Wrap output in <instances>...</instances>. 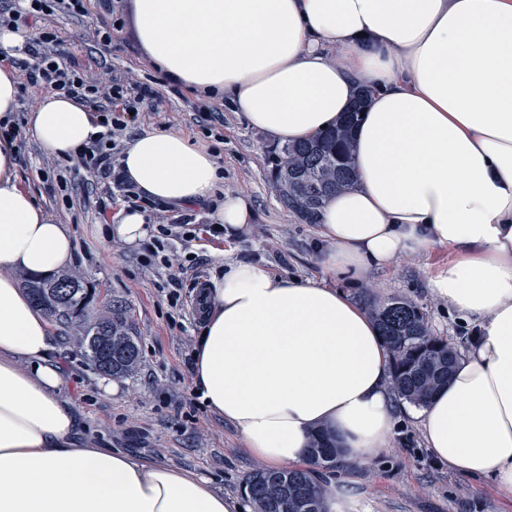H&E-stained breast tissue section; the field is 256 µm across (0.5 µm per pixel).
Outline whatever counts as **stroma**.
I'll use <instances>...</instances> for the list:
<instances>
[{
  "mask_svg": "<svg viewBox=\"0 0 512 512\" xmlns=\"http://www.w3.org/2000/svg\"><path fill=\"white\" fill-rule=\"evenodd\" d=\"M100 0H91L83 22L60 20L59 36L73 61L99 74L114 65L127 76L152 85L158 92L152 107L138 113L116 141L144 129L183 133L213 148L224 171V190L250 198L255 216L247 232L232 239L205 231L175 241L173 254L188 271L180 286H171L173 268L148 262L144 245L129 246L104 237L102 227L123 206L122 198L100 203L96 173L83 171L61 194L53 177L56 157L45 154L35 138L20 146L18 178L45 207L54 223L67 225L76 254L73 268L96 287L91 314L104 302L126 307L139 341L140 363L110 391L111 376L98 372L68 330L52 323V358L64 384L61 396L82 424L81 447L118 449L139 460L190 472L209 479L215 490L240 498L246 477L260 463L246 449L239 432L212 413L197 397L193 378L195 337L202 324L191 309L196 282H210L230 259L256 262L278 273L315 280L327 274L318 261L316 227L286 208L275 189L274 170L280 144L223 110L208 118L196 112L193 92L169 85L146 61L135 42L130 15L113 32L112 51L92 50ZM448 258L437 248L424 257H404L394 265L374 268L364 278L346 277L339 284L355 301L400 298L416 304L430 331L447 338L458 351L475 340V326L461 322L434 294L429 280L435 265ZM329 481L350 488V512H512L489 477L455 473L427 448L418 420L398 416L393 436L381 453L324 470Z\"/></svg>",
  "mask_w": 512,
  "mask_h": 512,
  "instance_id": "35a3bbf8",
  "label": "stroma"
}]
</instances>
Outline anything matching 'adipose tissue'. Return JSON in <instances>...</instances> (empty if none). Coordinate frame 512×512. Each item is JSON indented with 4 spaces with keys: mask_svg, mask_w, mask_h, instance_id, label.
Here are the masks:
<instances>
[{
    "mask_svg": "<svg viewBox=\"0 0 512 512\" xmlns=\"http://www.w3.org/2000/svg\"><path fill=\"white\" fill-rule=\"evenodd\" d=\"M131 11L162 76L271 141L311 139L368 91L352 130L357 183L318 217L322 263L359 277L447 248L430 286L480 333L447 385L408 412L439 462L492 476L512 498V0H131ZM28 123L54 156L99 131L56 92ZM119 161L146 199L211 206L225 238L252 222L247 198L222 194L208 146L181 132L137 133ZM19 163L0 141V512H239L205 479L78 446L49 320L12 276L61 269L75 245L20 186ZM105 233L139 244L146 214L122 207ZM202 313L196 391L265 467L310 463L320 432L343 464L385 448L398 411L389 351L343 289L234 261Z\"/></svg>",
    "mask_w": 512,
    "mask_h": 512,
    "instance_id": "1",
    "label": "adipose tissue"
}]
</instances>
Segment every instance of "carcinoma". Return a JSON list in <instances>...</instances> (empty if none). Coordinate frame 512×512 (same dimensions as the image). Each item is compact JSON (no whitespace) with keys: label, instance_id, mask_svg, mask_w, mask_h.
<instances>
[{"label":"carcinoma","instance_id":"1","mask_svg":"<svg viewBox=\"0 0 512 512\" xmlns=\"http://www.w3.org/2000/svg\"><path fill=\"white\" fill-rule=\"evenodd\" d=\"M365 106L362 95L336 127L283 149L275 175L279 197L308 224L317 223L330 195L356 180L348 131ZM22 283L37 307L75 330L97 371L109 376L135 371L140 347L125 307L110 304L94 320H87L94 293L76 271L47 276L25 273ZM367 305L390 351L393 389L403 400L425 403L432 392L447 385L458 360L456 350L448 340L430 333L416 305L396 298L382 303L369 299ZM310 454L314 462L328 465L335 461L337 449L328 437L318 434ZM245 490L257 512H303L307 508L323 512L322 484L308 470L258 469L247 478Z\"/></svg>","mask_w":512,"mask_h":512}]
</instances>
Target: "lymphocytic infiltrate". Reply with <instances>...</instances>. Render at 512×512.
<instances>
[{"label": "lymphocytic infiltrate", "mask_w": 512, "mask_h": 512, "mask_svg": "<svg viewBox=\"0 0 512 512\" xmlns=\"http://www.w3.org/2000/svg\"><path fill=\"white\" fill-rule=\"evenodd\" d=\"M87 0H0V28L28 26L34 32L26 55L11 61L14 81L19 88L40 86L84 103L103 129L90 146L66 157L56 173L61 191L69 189V173L86 168L96 171L108 187L107 194H117L127 202L140 199L126 179L111 148L114 136L127 126L125 116L151 105L157 92L149 84L103 71L88 74L69 58L55 28L57 18L87 16Z\"/></svg>", "instance_id": "1"}]
</instances>
